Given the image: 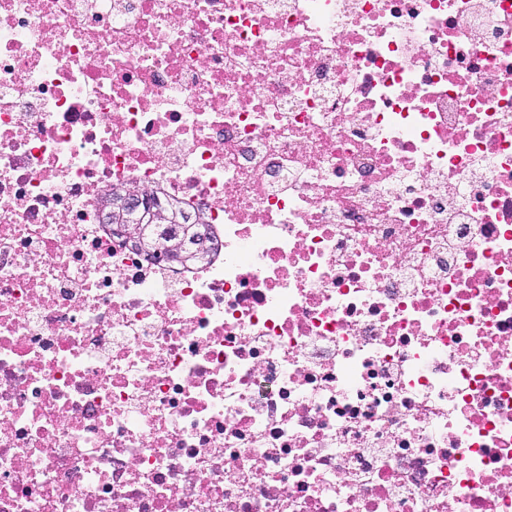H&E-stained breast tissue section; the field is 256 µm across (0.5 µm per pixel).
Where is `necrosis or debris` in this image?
Instances as JSON below:
<instances>
[{
  "label": "necrosis or debris",
  "instance_id": "4bbe7bcc",
  "mask_svg": "<svg viewBox=\"0 0 512 512\" xmlns=\"http://www.w3.org/2000/svg\"><path fill=\"white\" fill-rule=\"evenodd\" d=\"M0 512H512V0H0ZM148 210L144 211V213H140V212H125L123 213V218L126 220V221H136L138 224H129V223H125V224H118V229H119V232L125 236V238L129 241H131L132 243H134L135 245L137 246H140V247H143L145 245V232H146V227H144L143 225H146L147 226V230L150 234L155 235V231L156 230H161L162 228H164L167 224H161V225H157V224H151L148 222ZM143 224V225H141Z\"/></svg>",
  "mask_w": 512,
  "mask_h": 512
}]
</instances>
